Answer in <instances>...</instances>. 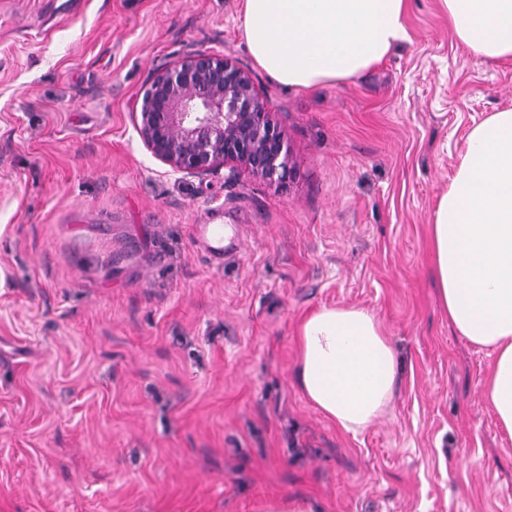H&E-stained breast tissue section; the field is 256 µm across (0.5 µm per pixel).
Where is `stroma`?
<instances>
[{
  "instance_id": "35a3bbf8",
  "label": "stroma",
  "mask_w": 512,
  "mask_h": 512,
  "mask_svg": "<svg viewBox=\"0 0 512 512\" xmlns=\"http://www.w3.org/2000/svg\"><path fill=\"white\" fill-rule=\"evenodd\" d=\"M242 0H0V512H512L493 353L448 324L429 224L470 129L512 109L439 0L356 80L291 91L249 54ZM190 51L250 69L290 180L173 172L131 112ZM230 227L214 265L196 224ZM374 310L393 402L342 432L295 382L296 327Z\"/></svg>"
}]
</instances>
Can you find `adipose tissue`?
<instances>
[{"instance_id":"ef3b65f1","label":"adipose tissue","mask_w":512,"mask_h":512,"mask_svg":"<svg viewBox=\"0 0 512 512\" xmlns=\"http://www.w3.org/2000/svg\"><path fill=\"white\" fill-rule=\"evenodd\" d=\"M409 0H242V34L278 85L354 80L408 41ZM475 56L512 61V0H441ZM430 229V274L450 326L494 355L482 396L512 433V109L472 128ZM296 383L337 427L358 434L392 400L396 350L375 311L324 306L297 328Z\"/></svg>"}]
</instances>
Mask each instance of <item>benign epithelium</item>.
I'll return each mask as SVG.
<instances>
[{
	"label": "benign epithelium",
	"instance_id": "benign-epithelium-1",
	"mask_svg": "<svg viewBox=\"0 0 512 512\" xmlns=\"http://www.w3.org/2000/svg\"><path fill=\"white\" fill-rule=\"evenodd\" d=\"M145 146L173 171L206 178L225 168L267 184L291 177L288 142L251 73L195 51L155 70L132 113Z\"/></svg>",
	"mask_w": 512,
	"mask_h": 512
}]
</instances>
